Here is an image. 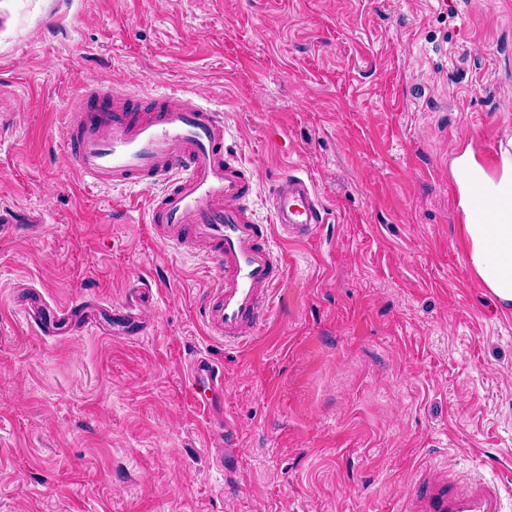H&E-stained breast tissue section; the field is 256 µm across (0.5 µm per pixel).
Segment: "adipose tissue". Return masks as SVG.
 Segmentation results:
<instances>
[{"label": "adipose tissue", "mask_w": 512, "mask_h": 512, "mask_svg": "<svg viewBox=\"0 0 512 512\" xmlns=\"http://www.w3.org/2000/svg\"><path fill=\"white\" fill-rule=\"evenodd\" d=\"M458 206L467 241V263L480 283L506 308L512 307V157L500 177L478 162L472 148L452 162Z\"/></svg>", "instance_id": "1"}]
</instances>
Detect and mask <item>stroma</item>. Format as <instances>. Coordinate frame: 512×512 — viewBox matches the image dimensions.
<instances>
[{"label":"stroma","instance_id":"35a3bbf8","mask_svg":"<svg viewBox=\"0 0 512 512\" xmlns=\"http://www.w3.org/2000/svg\"><path fill=\"white\" fill-rule=\"evenodd\" d=\"M86 85L202 98L251 173L326 221L242 345L196 303L216 271L158 243L151 190L83 183ZM512 143V0H0V512H400L424 469L512 512V309L467 265L453 152ZM148 331L41 334L20 305H123ZM224 364V421L189 359ZM231 441L232 475L215 465Z\"/></svg>","mask_w":512,"mask_h":512}]
</instances>
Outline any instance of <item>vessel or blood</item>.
<instances>
[{"label":"vessel or blood","instance_id":"vessel-or-blood-1","mask_svg":"<svg viewBox=\"0 0 512 512\" xmlns=\"http://www.w3.org/2000/svg\"><path fill=\"white\" fill-rule=\"evenodd\" d=\"M70 154L84 182L96 186H160L149 215L155 239L184 252L205 247L219 275L198 311L211 333L228 343L248 340L280 282L285 262L270 230L309 237L324 223L311 181L298 174L279 179L269 197L271 224L257 223L248 206L250 180L224 146V117L197 97L171 101L160 95L138 111L131 94L87 88L70 117ZM84 305L57 308L32 298L26 318L45 332L82 321ZM112 326L130 335L145 328L133 305L112 310ZM188 397L213 415L224 397V366L199 353L189 364ZM403 512H504L495 488L483 480L460 481L447 471L426 473Z\"/></svg>","mask_w":512,"mask_h":512}]
</instances>
